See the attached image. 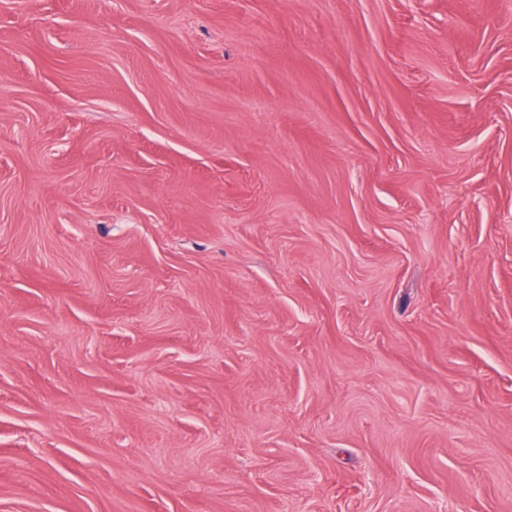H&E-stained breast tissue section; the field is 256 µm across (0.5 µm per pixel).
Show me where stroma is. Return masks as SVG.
Returning a JSON list of instances; mask_svg holds the SVG:
<instances>
[{
    "mask_svg": "<svg viewBox=\"0 0 512 512\" xmlns=\"http://www.w3.org/2000/svg\"><path fill=\"white\" fill-rule=\"evenodd\" d=\"M0 512H512V0H0Z\"/></svg>",
    "mask_w": 512,
    "mask_h": 512,
    "instance_id": "35a3bbf8",
    "label": "stroma"
}]
</instances>
